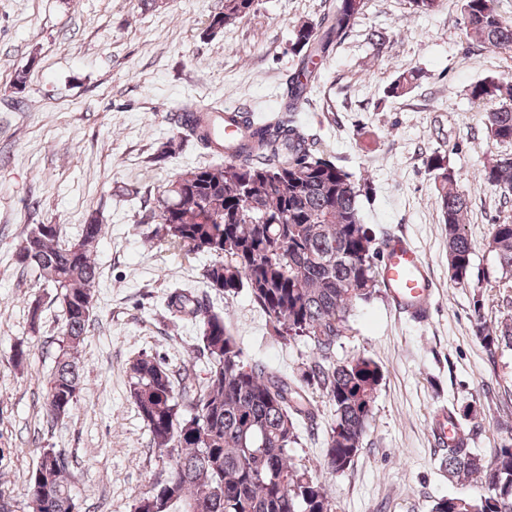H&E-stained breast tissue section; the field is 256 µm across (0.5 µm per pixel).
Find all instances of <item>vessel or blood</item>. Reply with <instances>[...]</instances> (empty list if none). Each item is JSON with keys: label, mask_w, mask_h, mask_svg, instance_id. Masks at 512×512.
<instances>
[{"label": "vessel or blood", "mask_w": 512, "mask_h": 512, "mask_svg": "<svg viewBox=\"0 0 512 512\" xmlns=\"http://www.w3.org/2000/svg\"><path fill=\"white\" fill-rule=\"evenodd\" d=\"M381 279L399 313L428 322L437 284L429 262L406 236H391L384 247Z\"/></svg>", "instance_id": "vessel-or-blood-1"}]
</instances>
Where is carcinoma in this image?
I'll return each instance as SVG.
<instances>
[{"instance_id": "obj_1", "label": "carcinoma", "mask_w": 512, "mask_h": 512, "mask_svg": "<svg viewBox=\"0 0 512 512\" xmlns=\"http://www.w3.org/2000/svg\"><path fill=\"white\" fill-rule=\"evenodd\" d=\"M255 0H224L211 16L214 35L246 17ZM366 0H336L318 21L294 29L302 53L289 76L280 108L264 117L249 110L235 114L243 127L231 145L224 143V109L193 100L181 105L176 136L160 146L167 158L189 143L224 157L208 167L178 173L155 200L152 237L180 255L207 254L213 260L202 277L226 295L248 288L266 317L271 335L283 343H311L318 358L297 376L263 361L250 364L224 317L189 289L175 287L165 300L167 319L194 326L198 351L208 360L205 376L183 366L171 373L154 357L142 354L130 364V396L147 428L152 447L165 453L166 466L151 490L135 497L132 512H333L319 477L297 465L290 448L299 426L316 423L317 388L334 408L323 465L343 474L358 456L375 396L381 366L356 356L330 361L336 342L349 330L352 310L382 288L378 262L385 238L363 224L361 185L323 157L315 142L296 125L294 114L307 101L315 79V61L324 60L363 13ZM464 27L470 45L512 51V24L501 19L493 0H463ZM417 75L402 74L388 87L398 98L412 89ZM478 102L501 100L484 114L490 139L512 143V83L490 79L472 85ZM440 186L435 204L448 244L450 279L461 283L469 273L473 244L466 231V196L454 186L447 152L427 161ZM483 183L512 196V158H499L479 170ZM102 233L95 217L75 238L78 251L60 233L27 230L16 258L55 289L64 327L55 366L47 380L45 410L57 422L68 417L81 389L80 347L90 332L99 273L91 248ZM492 252L502 271L512 275V220L492 225ZM476 329L487 350L512 345V319L489 329L476 315ZM448 408L444 467L448 475L474 476L466 494L442 497L432 512H512V429L509 442L486 465L469 448V433ZM26 512H72L75 506L61 454L47 448L25 489Z\"/></svg>"}]
</instances>
